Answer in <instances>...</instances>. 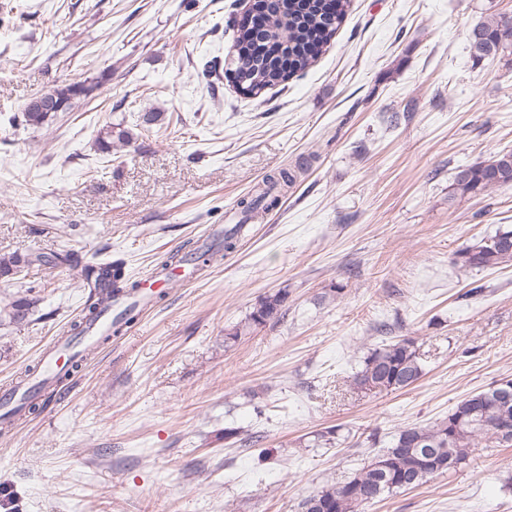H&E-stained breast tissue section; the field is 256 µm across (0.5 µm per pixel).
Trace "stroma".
<instances>
[{"label": "stroma", "instance_id": "stroma-1", "mask_svg": "<svg viewBox=\"0 0 512 512\" xmlns=\"http://www.w3.org/2000/svg\"><path fill=\"white\" fill-rule=\"evenodd\" d=\"M239 11L0 0V254L99 249L126 273L153 271L237 223L264 177L310 163L234 251L0 433V512H301L400 428L512 378V267L453 263L512 226V186L449 197L457 167L512 148V51L477 65L468 46L512 0H350L324 54L256 97L202 73L232 54ZM75 81L93 94L48 126L20 125L29 99ZM144 112L168 126L98 150L99 129ZM31 285L33 314L0 325V390L82 314L87 291L65 266L0 279V304ZM282 288L280 318L249 327ZM403 337L424 366L415 385L349 389L370 348ZM331 427L335 445L316 447ZM364 512H512V448H473Z\"/></svg>", "mask_w": 512, "mask_h": 512}]
</instances>
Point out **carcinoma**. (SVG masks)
I'll return each instance as SVG.
<instances>
[{"instance_id":"obj_1","label":"carcinoma","mask_w":512,"mask_h":512,"mask_svg":"<svg viewBox=\"0 0 512 512\" xmlns=\"http://www.w3.org/2000/svg\"><path fill=\"white\" fill-rule=\"evenodd\" d=\"M294 0H283L269 17L265 29L254 32L239 28L234 33L235 45L245 51L251 72L249 89L257 96L305 70L326 51L346 16L347 0H335V8H327L326 0H306L297 10ZM288 16V26L281 18ZM469 50L474 62L480 64L512 50V18L492 16L473 26ZM93 86L72 82L56 87L44 96L54 101L61 112L71 111L86 98ZM22 123L42 128L53 121L48 112L23 108ZM136 137L124 123H109L97 135L98 149L112 152L114 145H126ZM297 181L294 170H282L268 176L254 194L238 202L244 220L275 208L281 197ZM512 185V149L494 152L486 160L459 166L453 175L448 201L482 195L492 189ZM203 257L193 249L183 255L174 254L163 261L160 270ZM70 254L46 256L39 252L0 255V277L12 278L21 269L33 264L72 263ZM453 264L462 270L512 266V229H498L458 250ZM84 287L89 289L85 314L70 323L74 336L84 334L87 327L101 315L116 294L133 290L124 271V262L88 261L82 268ZM35 287L14 296L0 307V323H21L27 319L38 299ZM288 301L283 288L262 297L249 316V324L262 325L282 315ZM423 375V366L416 343L411 338L385 342L370 349L351 376L356 388L373 386L376 392L401 391L413 386ZM512 379H503L487 391L472 393L453 407L448 414L426 426L401 428L392 443L346 482L332 484L301 503L302 512H362L364 506L401 489H412L434 476L455 469L466 460L471 448L483 444L487 448L512 447Z\"/></svg>"}]
</instances>
